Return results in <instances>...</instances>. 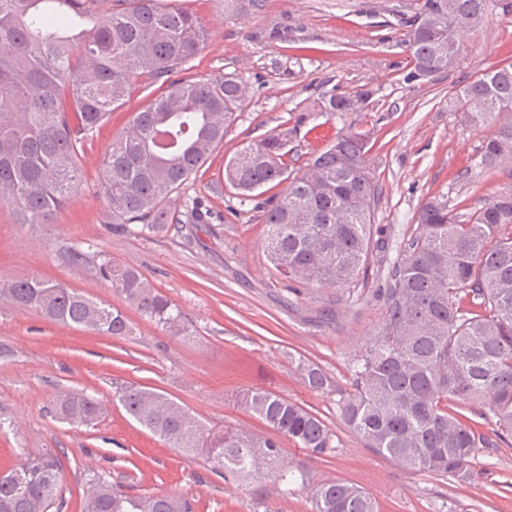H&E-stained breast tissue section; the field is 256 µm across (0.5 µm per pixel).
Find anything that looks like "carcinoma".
I'll use <instances>...</instances> for the list:
<instances>
[{
  "instance_id": "carcinoma-1",
  "label": "carcinoma",
  "mask_w": 512,
  "mask_h": 512,
  "mask_svg": "<svg viewBox=\"0 0 512 512\" xmlns=\"http://www.w3.org/2000/svg\"><path fill=\"white\" fill-rule=\"evenodd\" d=\"M490 0H419L405 80L429 81L453 69L461 40L483 28ZM0 0V207L22 224H50L79 186L85 143L127 102L132 80L149 89L112 139L101 171L112 231L166 237L180 223L174 195L224 145L245 101L241 81L219 75L176 79L207 43L191 11L161 0ZM373 92H331L319 111L362 110ZM455 111L475 126L492 125L480 164L512 159V63L485 69L454 97ZM294 129L274 130L224 161L222 185L240 201L274 184L263 207L265 251L273 268L302 287L356 289L387 246L373 243L379 185L368 158L369 137L348 132L317 153L301 174L288 172ZM416 227L387 264L379 297L384 316L352 358L350 390L340 400L344 424L373 452L418 472L471 479L481 448L512 444V192L461 212L437 198L415 215ZM99 278L128 306L161 329L187 334L189 318L139 270L101 255ZM0 297L65 325L107 336L132 333L125 313L60 282L41 277L0 283ZM305 385L331 386L316 364H304ZM126 414L190 457L207 456L224 481L264 470L283 495L310 483L306 468L286 461L283 441L313 457L336 449L335 434L305 406L252 389L238 403L270 433L219 432L156 390H116ZM469 411L467 417L463 411ZM60 419L93 426L100 399L59 395ZM60 463L48 452L23 454L0 476V512H49ZM312 512H379L362 488L336 480L316 484ZM82 512H193L169 494L136 495L105 479L86 493Z\"/></svg>"
}]
</instances>
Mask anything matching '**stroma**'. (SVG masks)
<instances>
[{"label": "stroma", "instance_id": "stroma-1", "mask_svg": "<svg viewBox=\"0 0 512 512\" xmlns=\"http://www.w3.org/2000/svg\"><path fill=\"white\" fill-rule=\"evenodd\" d=\"M179 2L210 31L183 77L232 73L246 90L223 148L175 202L181 208L197 197L207 200L215 217L164 239L110 230L100 170L113 136L147 100L138 82L124 109L89 137L79 161L80 190L53 223L22 224L0 207V280L62 282L124 310L134 328L127 339L99 335L0 299V470L18 462L21 448L56 454L61 483L50 512H81L100 476L137 494L185 497L194 512H311L310 486L294 485L283 496L268 477L224 483L205 456L186 457L131 420L115 397L120 385L152 387L208 426L262 434L265 426L236 399L242 390L263 388L318 413L335 433L336 451L326 457L284 445L287 460L305 466L312 483L356 484L376 498L380 512H512V447L480 449L471 480L461 482L403 469L366 448L341 421L351 358L384 315L373 294L384 285L382 274L370 279L361 298L289 284L267 260L260 201L243 204L211 190L226 158L287 121L298 125L292 171L338 133H368L382 189L375 226L391 245L413 229L416 212L430 198L472 211L490 195L512 190V161L492 168L480 163L492 127L469 126L448 109L480 70L512 62V13L490 8L483 31L463 42L455 68L409 83L406 40L415 0H262L260 9L235 13L225 11L224 0ZM360 89L373 92L362 111L330 117L315 109L326 93ZM303 111L308 118L301 123ZM74 248L88 262L71 263ZM101 253L140 270L169 296L189 317V336L170 335L126 307L97 276L93 258ZM303 361L318 364L331 387L310 390L299 368ZM67 391L104 401L97 426L56 418L55 399Z\"/></svg>", "mask_w": 512, "mask_h": 512}]
</instances>
